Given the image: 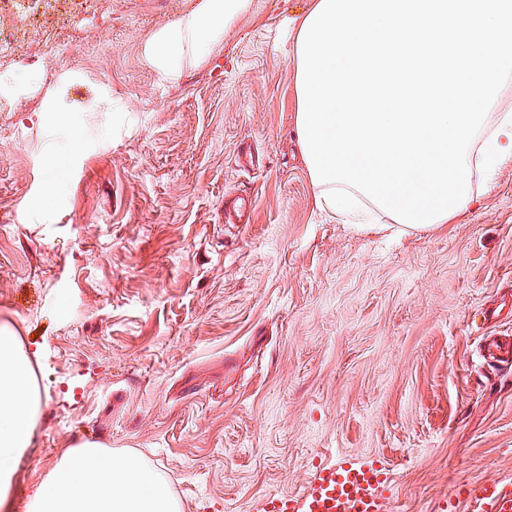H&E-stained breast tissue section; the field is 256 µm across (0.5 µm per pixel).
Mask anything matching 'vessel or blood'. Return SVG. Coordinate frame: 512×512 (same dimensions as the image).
<instances>
[{
	"instance_id": "obj_1",
	"label": "vessel or blood",
	"mask_w": 512,
	"mask_h": 512,
	"mask_svg": "<svg viewBox=\"0 0 512 512\" xmlns=\"http://www.w3.org/2000/svg\"><path fill=\"white\" fill-rule=\"evenodd\" d=\"M391 482L386 467L347 459L316 467L303 492L268 497L263 512H386ZM448 499L464 512H512V481L458 483Z\"/></svg>"
}]
</instances>
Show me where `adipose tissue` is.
I'll return each instance as SVG.
<instances>
[{
	"label": "adipose tissue",
	"mask_w": 512,
	"mask_h": 512,
	"mask_svg": "<svg viewBox=\"0 0 512 512\" xmlns=\"http://www.w3.org/2000/svg\"><path fill=\"white\" fill-rule=\"evenodd\" d=\"M249 0H200L156 33L149 63L171 81L224 40ZM299 85L296 124L318 200L370 201L425 232L479 198L512 163V0H314L288 23ZM40 398L19 336L0 326V505L37 425ZM27 512H181L164 476L132 453L68 451Z\"/></svg>",
	"instance_id": "adipose-tissue-1"
}]
</instances>
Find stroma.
Here are the masks:
<instances>
[{"label":"stroma","mask_w":512,"mask_h":512,"mask_svg":"<svg viewBox=\"0 0 512 512\" xmlns=\"http://www.w3.org/2000/svg\"><path fill=\"white\" fill-rule=\"evenodd\" d=\"M198 3L96 0L74 21L54 0L18 47L35 80L0 111V323L40 351L41 407L12 512L85 443L141 455L182 512H262L348 458L390 469L387 512L512 479V369L481 354L512 336V164L448 223L359 231L318 205L297 136L283 26L312 0H250L161 82L145 45ZM58 91L65 125L44 110ZM105 91L129 129L93 111ZM228 196L251 223H227Z\"/></svg>","instance_id":"1"}]
</instances>
